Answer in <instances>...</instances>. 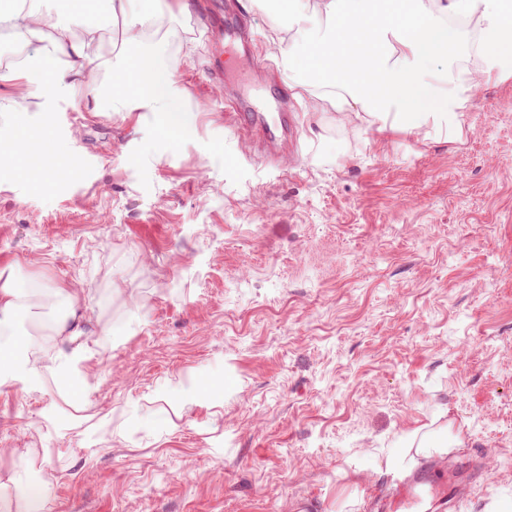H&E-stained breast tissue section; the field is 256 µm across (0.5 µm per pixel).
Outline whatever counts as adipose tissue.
Returning <instances> with one entry per match:
<instances>
[{
  "label": "adipose tissue",
  "mask_w": 512,
  "mask_h": 512,
  "mask_svg": "<svg viewBox=\"0 0 512 512\" xmlns=\"http://www.w3.org/2000/svg\"><path fill=\"white\" fill-rule=\"evenodd\" d=\"M281 20L278 49L294 74L296 93L308 92L311 80L328 85L313 108L340 110L364 128L394 123L419 132L426 125L459 126L471 74L452 66L460 35L452 16L466 17L485 39L501 45L512 32V0H269ZM95 17L119 29L123 47L133 54L113 82L118 101L138 100L162 115L164 130L175 133L183 116L175 109L180 93L164 59L146 42L157 20L156 0H90ZM43 12L0 0V29L11 31L36 85L34 98L47 95L63 74L68 58L79 88L91 85L101 66L96 52L99 29L87 22L81 38L55 28L50 48L28 53L41 38Z\"/></svg>",
  "instance_id": "adipose-tissue-1"
}]
</instances>
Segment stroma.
I'll return each instance as SVG.
<instances>
[{"label": "stroma", "instance_id": "35a3bbf8", "mask_svg": "<svg viewBox=\"0 0 512 512\" xmlns=\"http://www.w3.org/2000/svg\"><path fill=\"white\" fill-rule=\"evenodd\" d=\"M186 123L96 92L42 108L0 34V131L62 163L0 169V285L41 290L0 343V499L43 512H370L368 486L435 467L457 512H512V76L461 123L354 127L298 96L261 0H159ZM288 115L276 163L235 133ZM75 300L83 335H55ZM443 455L407 452L413 433ZM394 470H387V460ZM235 115L237 123L244 127L261 134L265 137H274L275 126L271 127L264 120L265 117L258 112H231Z\"/></svg>", "mask_w": 512, "mask_h": 512}]
</instances>
